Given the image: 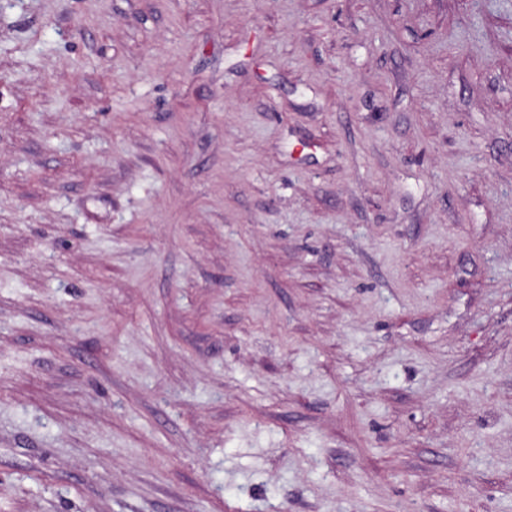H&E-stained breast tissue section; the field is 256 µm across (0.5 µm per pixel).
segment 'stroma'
Masks as SVG:
<instances>
[{
    "mask_svg": "<svg viewBox=\"0 0 512 512\" xmlns=\"http://www.w3.org/2000/svg\"><path fill=\"white\" fill-rule=\"evenodd\" d=\"M0 512H512V0H0Z\"/></svg>",
    "mask_w": 512,
    "mask_h": 512,
    "instance_id": "stroma-1",
    "label": "stroma"
}]
</instances>
